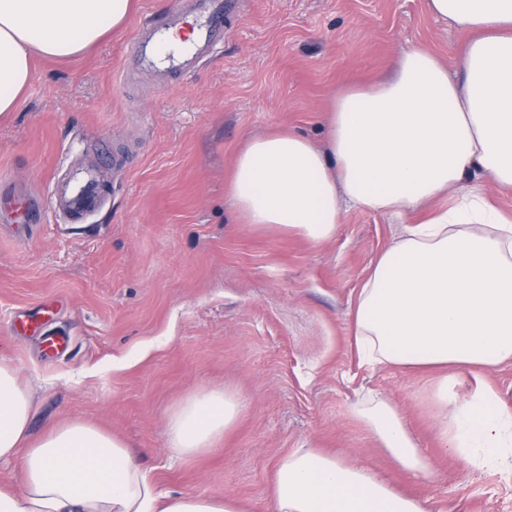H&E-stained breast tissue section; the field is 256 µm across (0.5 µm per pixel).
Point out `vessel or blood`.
Returning a JSON list of instances; mask_svg holds the SVG:
<instances>
[{
	"label": "vessel or blood",
	"instance_id": "b4317fda",
	"mask_svg": "<svg viewBox=\"0 0 512 512\" xmlns=\"http://www.w3.org/2000/svg\"><path fill=\"white\" fill-rule=\"evenodd\" d=\"M241 5V0H193L190 8L173 22L148 21L147 32L138 36L132 54L126 59L125 69L153 66L157 58H164L168 68L175 69L221 45L228 32V25ZM190 29L193 40L185 46L163 51L155 45L152 34L158 29ZM53 200L69 220L79 222L99 209L103 204L101 181L96 170L87 168L77 171L69 179L57 183ZM10 210L16 223L27 224L40 213L37 199L22 191H9L0 196V209Z\"/></svg>",
	"mask_w": 512,
	"mask_h": 512
}]
</instances>
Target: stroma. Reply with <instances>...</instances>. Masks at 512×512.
Segmentation results:
<instances>
[{"instance_id":"stroma-1","label":"stroma","mask_w":512,"mask_h":512,"mask_svg":"<svg viewBox=\"0 0 512 512\" xmlns=\"http://www.w3.org/2000/svg\"><path fill=\"white\" fill-rule=\"evenodd\" d=\"M182 2L136 0L118 36L37 62L19 110L0 117V186L46 196L91 166L107 197L78 223L47 211L12 231L0 212V358L34 389L32 436L83 419L123 438L163 490L248 512L297 448L386 475L430 512H512V468L475 470L440 447L434 374L363 364L354 345L362 283L417 213L348 208L313 242L239 223L226 192L249 139L324 143L334 92L388 77L405 50L427 48L459 77L468 33L426 0H244L223 46L178 79L123 72L137 25L176 19ZM49 336L66 348L47 352ZM214 388L240 399L237 421L211 451L176 456L171 412ZM373 396L400 411L434 478L379 448L355 412Z\"/></svg>"}]
</instances>
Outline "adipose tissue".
<instances>
[{
    "instance_id": "obj_1",
    "label": "adipose tissue",
    "mask_w": 512,
    "mask_h": 512,
    "mask_svg": "<svg viewBox=\"0 0 512 512\" xmlns=\"http://www.w3.org/2000/svg\"><path fill=\"white\" fill-rule=\"evenodd\" d=\"M438 18L471 31L453 79L437 56L402 53L383 82L334 96L325 146L295 132L251 139L228 195L242 223L331 238L343 207L401 215L440 202L469 170L512 188V0H427ZM133 0H0V116L17 111L33 59L68 60L118 32ZM371 365L435 370L441 447L476 470L512 457V405L484 371L512 359V219L480 188L408 225L380 254L349 314ZM474 386L463 401L458 369ZM238 398L194 393L172 411L167 445L210 451L236 421ZM31 387L0 361V461L19 458V485L0 486V512H245L231 498L162 492L125 442L75 418L38 439ZM373 438L403 470L434 466L397 409L361 408ZM264 512H426L385 476L312 448L277 464Z\"/></svg>"
}]
</instances>
